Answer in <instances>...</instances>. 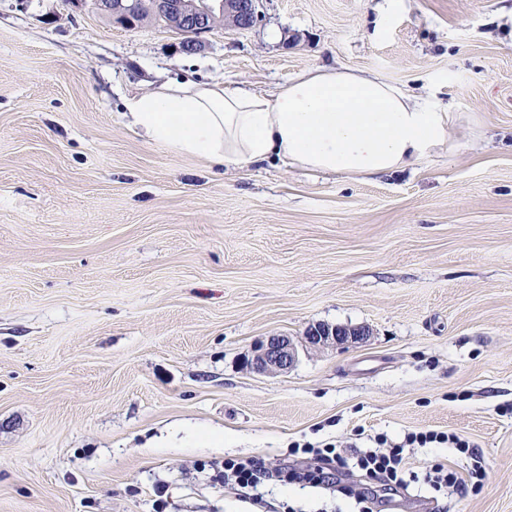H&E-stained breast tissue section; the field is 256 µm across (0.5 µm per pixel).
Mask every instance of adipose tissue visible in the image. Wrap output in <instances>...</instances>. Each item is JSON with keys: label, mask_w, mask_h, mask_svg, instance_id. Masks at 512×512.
<instances>
[{"label": "adipose tissue", "mask_w": 512, "mask_h": 512, "mask_svg": "<svg viewBox=\"0 0 512 512\" xmlns=\"http://www.w3.org/2000/svg\"><path fill=\"white\" fill-rule=\"evenodd\" d=\"M146 141L227 166L276 159L312 171L404 169L448 139L451 113L363 72L319 67L271 94L174 79L128 100Z\"/></svg>", "instance_id": "obj_1"}]
</instances>
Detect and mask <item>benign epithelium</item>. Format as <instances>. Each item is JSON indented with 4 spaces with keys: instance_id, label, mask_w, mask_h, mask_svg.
<instances>
[{
    "instance_id": "obj_1",
    "label": "benign epithelium",
    "mask_w": 512,
    "mask_h": 512,
    "mask_svg": "<svg viewBox=\"0 0 512 512\" xmlns=\"http://www.w3.org/2000/svg\"><path fill=\"white\" fill-rule=\"evenodd\" d=\"M161 16H173L182 35L181 47L187 53L202 49L200 36L211 30L214 12L228 14L238 30H247L257 19L256 0H214L212 6H199L189 0H154ZM369 335L365 326L317 324L306 329L304 342L313 349L357 343ZM297 358L296 345L292 338L273 335L260 342L254 355L247 361L249 368L257 373H281L290 369Z\"/></svg>"
}]
</instances>
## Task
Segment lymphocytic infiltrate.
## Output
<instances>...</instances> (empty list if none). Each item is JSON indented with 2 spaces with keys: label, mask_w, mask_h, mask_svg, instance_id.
Here are the masks:
<instances>
[{
  "label": "lymphocytic infiltrate",
  "mask_w": 512,
  "mask_h": 512,
  "mask_svg": "<svg viewBox=\"0 0 512 512\" xmlns=\"http://www.w3.org/2000/svg\"><path fill=\"white\" fill-rule=\"evenodd\" d=\"M446 444L469 455L472 464L466 472H459L442 462L426 466L424 475H417L408 467L407 449L424 448L430 444ZM292 453H303L307 462L266 465L259 458L228 459L218 470L216 477L225 485L252 491L255 504H262L261 487L273 482L301 484L312 488L332 489L342 487L346 497L358 505V512H374L376 502L372 487L389 493L408 487L410 482L423 479L433 490L449 489L464 491L483 487L488 470L483 457L471 441L462 435L447 432L418 431L407 433L402 442L389 444L387 437L376 440L375 447L356 449L350 455H342L332 445L318 448L311 443H293ZM364 476L368 487H355L350 480L354 475Z\"/></svg>",
  "instance_id": "lymphocytic-infiltrate-1"
}]
</instances>
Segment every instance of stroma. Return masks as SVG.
<instances>
[{"label": "stroma", "instance_id": "1", "mask_svg": "<svg viewBox=\"0 0 512 512\" xmlns=\"http://www.w3.org/2000/svg\"><path fill=\"white\" fill-rule=\"evenodd\" d=\"M204 47L92 0H0V512H258L214 481L290 442L466 436L512 512V0H261ZM453 112L383 175L226 167L146 142L130 97L171 78L272 93L318 66ZM366 326L309 349V326ZM299 342L285 373L247 361ZM270 512H348L271 485ZM296 358L297 349L293 339L273 335L255 347L254 355L247 361V365L257 373H281L288 372Z\"/></svg>", "mask_w": 512, "mask_h": 512}]
</instances>
